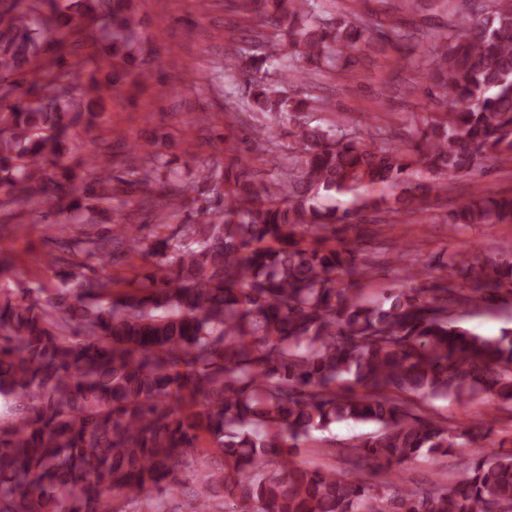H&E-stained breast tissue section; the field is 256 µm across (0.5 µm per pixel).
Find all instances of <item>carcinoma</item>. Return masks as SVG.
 Instances as JSON below:
<instances>
[{
    "mask_svg": "<svg viewBox=\"0 0 512 512\" xmlns=\"http://www.w3.org/2000/svg\"><path fill=\"white\" fill-rule=\"evenodd\" d=\"M0 0V206L18 195L67 201L58 244L88 225L61 141L91 131L110 88L83 80L103 43L129 57L128 0ZM270 29L224 60H249V135L290 138L278 189L239 159L203 169L161 196L185 215L178 237L146 242L133 224L87 240L105 261L125 248L155 270L119 282L57 288L4 284L0 263V512H512V452L464 461L453 484L410 490L392 471L422 455L462 457L479 434L411 411V397L512 402V329L483 336L450 313L512 288V261L448 258L471 294L356 286L358 251L330 244L387 206L408 213L486 159L512 157V0H461L449 35L424 62L420 86L443 112L423 118L404 147L349 132L343 118L311 125L319 98L299 95L307 65L359 49L411 44L417 28L383 23L322 0H239ZM274 43V51L267 45ZM131 172L152 198L160 169ZM87 186L112 199V161H82ZM393 188L354 210L320 192ZM512 223V197L481 196L448 218ZM370 424L352 446V472L295 461L299 442L337 423Z\"/></svg>",
    "mask_w": 512,
    "mask_h": 512,
    "instance_id": "carcinoma-1",
    "label": "carcinoma"
}]
</instances>
